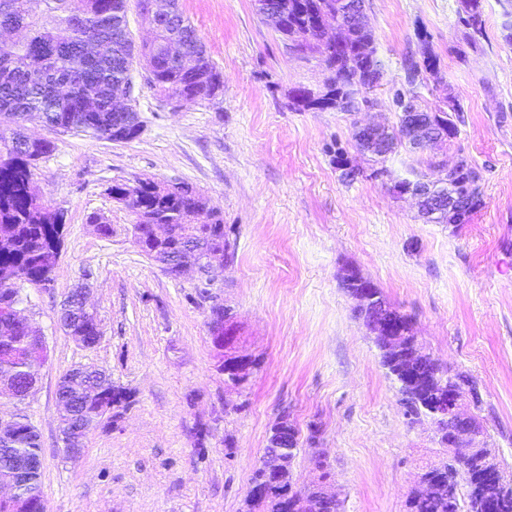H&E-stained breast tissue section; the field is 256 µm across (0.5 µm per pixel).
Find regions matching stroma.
I'll use <instances>...</instances> for the list:
<instances>
[{
	"instance_id": "stroma-1",
	"label": "stroma",
	"mask_w": 512,
	"mask_h": 512,
	"mask_svg": "<svg viewBox=\"0 0 512 512\" xmlns=\"http://www.w3.org/2000/svg\"><path fill=\"white\" fill-rule=\"evenodd\" d=\"M180 5L224 77L215 100L167 104L138 63V139L55 133L35 117L25 124L27 135L55 144L32 191L67 224L50 286L21 287L47 360L27 398H0V415H24L41 436L47 512H241L284 411L299 430L298 485L317 479L318 449L342 512H404L418 476L445 454L429 423L405 416L342 287L350 267L411 319L425 352L477 383L482 442L512 475V43L502 38L501 0H483L485 31L473 46L457 23L461 0H365L383 77L352 115L289 109L290 89L319 90L328 72L318 55L286 49L256 0ZM426 44L440 77L417 85L418 102L430 109L455 99L463 109L456 139L424 152L402 145L382 160L360 153L355 124L397 127L393 93L404 84V59ZM336 144L359 167L355 179L338 169ZM459 150L480 173L484 204L457 227L424 221L392 185L446 178ZM145 178L192 184L236 232L234 259L217 269L221 297L239 353L262 360L242 389L228 388L217 368L209 306L190 300L192 275L170 278L149 260L135 242L134 216L108 193ZM93 215L110 236L98 233ZM82 283L103 329L91 349L57 322L61 301ZM78 365L106 371L135 401L70 457L56 389Z\"/></svg>"
}]
</instances>
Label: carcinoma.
Returning a JSON list of instances; mask_svg holds the SVG:
<instances>
[{"label": "carcinoma", "mask_w": 512, "mask_h": 512, "mask_svg": "<svg viewBox=\"0 0 512 512\" xmlns=\"http://www.w3.org/2000/svg\"><path fill=\"white\" fill-rule=\"evenodd\" d=\"M129 0H10L0 9V29L25 30L23 41L0 42V120L11 127L0 130V273L16 277L19 282L45 288L53 280L57 265L64 212L53 210L38 200L30 184L39 161L49 157L54 144L47 139L29 140L21 121L29 113L41 116L51 131L81 132L87 136H104L119 143L133 141L141 135L134 117L115 109L113 89L133 78L136 58L148 66V84L159 89L166 100L178 104L212 101L223 92L222 73L214 66L196 29L184 18L161 28L151 42L135 47L128 29ZM338 0H268L280 20L264 18L280 34L289 48L302 53H317L325 67L332 70L326 79L327 101L316 105L304 99L306 89L298 87L288 93L289 105L299 111L337 110L353 112L354 94L370 88L378 78L381 61L376 58L371 30L348 31L336 24L329 33L316 25L322 13L336 12ZM459 24L465 39L475 43L483 35L485 19L482 0H471L470 14L460 15ZM180 43L188 53L198 57L195 70L185 69L169 55L168 46ZM59 72L72 77L73 87L56 97L50 90L30 86L25 74L31 69ZM406 82L416 83L422 74L439 78L440 61L431 47L422 60L410 57L404 62ZM462 109L454 100L447 108L430 111L429 133L413 132L405 116L392 132L382 133L388 152L397 145L425 150V136L436 143L451 140L458 134L456 120ZM110 194L136 218L135 236L145 255L161 264L173 265L182 258L188 239L203 254L224 253L236 248L229 238L221 212L209 200L185 184L180 189H162L156 183L139 180L134 185L116 184ZM171 225L170 236L162 241L152 237V225ZM20 299L16 287H0V380L8 381L16 395L25 397L29 384L39 374L42 362L26 339L19 323L6 309ZM65 332L70 336L93 337L100 334L99 321L84 314L71 321ZM381 364L398 384L404 414L432 417L428 399L404 384L405 364H396L384 350H379ZM132 391L117 387L101 371L81 385L65 373L58 385L59 421L61 426L81 427L85 433L107 421L118 420L132 404ZM294 440L292 457H297L296 426L280 417L267 438V449L279 445L283 437ZM0 448L12 450V457L23 460L42 456L41 441L35 427L24 417L14 430L0 439ZM477 465L472 460L456 466L443 461L429 468L424 477L438 485L435 494L422 498L415 492L405 502V512H489L488 504H497L496 512H512V488L479 482ZM464 491L448 493V483ZM250 484L261 488L259 496H246L243 512H282L283 499L297 493L293 481V464L280 477L267 476L265 465L254 466ZM28 512H45L41 492V469L29 474L26 487Z\"/></svg>", "instance_id": "obj_1"}]
</instances>
